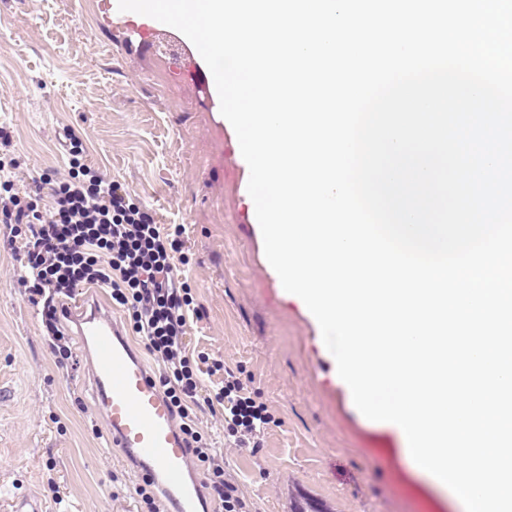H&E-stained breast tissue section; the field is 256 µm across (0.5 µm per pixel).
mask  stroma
Returning <instances> with one entry per match:
<instances>
[{
  "mask_svg": "<svg viewBox=\"0 0 512 512\" xmlns=\"http://www.w3.org/2000/svg\"><path fill=\"white\" fill-rule=\"evenodd\" d=\"M113 3L0 0V158L18 189L66 174L72 134L162 227L184 225L180 274L202 308L185 341L251 376L276 419L254 453L226 439L221 413L197 412L254 512H464L413 472L394 427L358 411L310 311L282 292L219 96L182 77L205 67L196 47L159 22L173 51L140 41V16ZM19 266L0 225V512L29 496L43 512H147L141 477L105 446L89 359L56 366Z\"/></svg>",
  "mask_w": 512,
  "mask_h": 512,
  "instance_id": "1",
  "label": "stroma"
}]
</instances>
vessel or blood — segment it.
Instances as JSON below:
<instances>
[{"instance_id":"1","label":"vessel or blood","mask_w":512,"mask_h":512,"mask_svg":"<svg viewBox=\"0 0 512 512\" xmlns=\"http://www.w3.org/2000/svg\"><path fill=\"white\" fill-rule=\"evenodd\" d=\"M66 318L93 366V396L109 427L108 450L157 488L162 512H211L171 403L127 340L122 321L87 298L68 308Z\"/></svg>"}]
</instances>
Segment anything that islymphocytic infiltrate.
<instances>
[{"label": "lymphocytic infiltrate", "instance_id": "f902f5d3", "mask_svg": "<svg viewBox=\"0 0 512 512\" xmlns=\"http://www.w3.org/2000/svg\"><path fill=\"white\" fill-rule=\"evenodd\" d=\"M66 152V177L46 170L32 177L25 197H0V223L13 233L21 281L56 364L73 357L61 329L63 302L85 288L107 289L159 367L156 380L205 475L210 498L223 512H252L239 486L225 478L224 455L198 430L193 410L221 405L227 435L252 449L260 448V435L274 418L223 361L186 349L189 320L200 308L190 285L176 274L175 260L185 248L183 227L162 228L127 186L88 164L80 138L70 137ZM206 375L216 377V384L204 387Z\"/></svg>", "mask_w": 512, "mask_h": 512}]
</instances>
